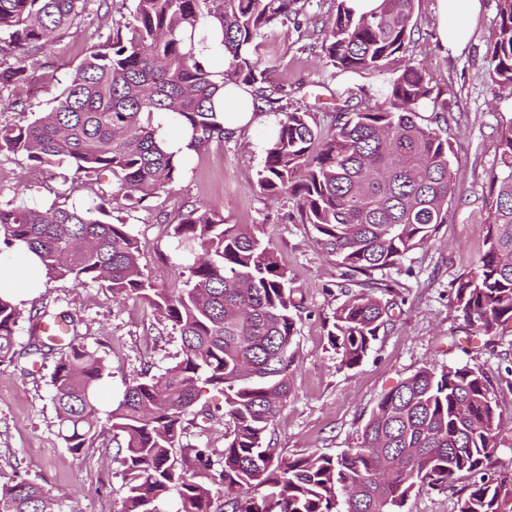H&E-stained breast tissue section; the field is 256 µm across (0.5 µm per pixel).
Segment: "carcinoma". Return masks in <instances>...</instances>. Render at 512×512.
Masks as SVG:
<instances>
[{"label":"carcinoma","instance_id":"cac0c4a2","mask_svg":"<svg viewBox=\"0 0 512 512\" xmlns=\"http://www.w3.org/2000/svg\"><path fill=\"white\" fill-rule=\"evenodd\" d=\"M92 0H0V93L20 97L35 58L72 28ZM415 0H381L357 16L347 0L323 30L320 52L340 73L382 72L416 27ZM298 0H133L119 24L52 95L50 107L23 125H0V154L71 170L65 193L82 178L112 173L113 195L129 209L178 184L185 166L153 123L157 112L190 131L196 149L233 135L214 98L231 83L250 88L258 110L280 112L258 186L292 200L313 242L342 270L345 300L325 318L340 366L368 357L390 322L392 287L375 273L401 264L447 223L457 191L448 138L424 122L431 77L406 63L381 91L377 109L345 104L324 134L308 111H286L274 83L278 61L257 55L259 39L299 16ZM218 21L232 55L224 82L196 57L209 20ZM491 85L512 91V0H498V21L485 55ZM497 172L490 186L485 249L454 283V304L468 336H497L512 323V118L497 133ZM180 243L202 250L186 287L161 288L144 272L130 225L104 203L0 204V253L35 254L45 283H97L117 299L135 298L180 336L182 355L159 374L146 368L127 385L101 423L105 365L78 339L75 319L43 312L38 322L68 327L51 375L57 425L74 454L104 433L123 437L115 458L127 496L122 512H399L424 488L457 494L458 512H512V473L493 469L502 420L492 380L467 365L430 366L390 389L362 428L360 443L336 457L278 456L267 434L291 393L293 338L300 305L275 252L253 231L191 205L172 226ZM22 303L0 294V366L17 363ZM224 390V448L183 443L185 416L212 418L199 384ZM465 484L456 488L455 483ZM261 490L260 495L252 494ZM0 512H54L39 484H0Z\"/></svg>","mask_w":512,"mask_h":512}]
</instances>
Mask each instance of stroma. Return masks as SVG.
I'll list each match as a JSON object with an SVG mask.
<instances>
[{"mask_svg":"<svg viewBox=\"0 0 512 512\" xmlns=\"http://www.w3.org/2000/svg\"><path fill=\"white\" fill-rule=\"evenodd\" d=\"M298 24L276 26L260 40L261 56L278 60L276 82L289 108H307L322 130L336 123L338 99L361 110L381 105L379 89L406 62L423 67L446 106L441 133L452 144L458 195L448 207V222L428 244L411 250L400 265L380 272L394 288L392 322L358 367H340L329 349L324 317L342 300L339 272L314 245V231L301 223L292 201L260 193L257 173L265 154L257 143L262 129L214 141L190 155L183 181L145 208L107 201L113 215L126 221L140 245L146 274L161 287L183 288L197 246H180L170 236L188 203L210 205L228 224L259 227L297 291L301 313L294 337L293 390L274 425L271 442L280 456L312 452L340 455L358 443L359 433L381 396L422 366L436 369L469 365L492 380L505 431L496 468L512 473V324L502 335L467 338L453 305V284L470 270L484 249L486 200L495 170L497 128L512 117V95L494 92L485 53L496 23L498 0H481L464 50L449 53L438 35L437 0H415L417 27L404 48L381 73H336L322 58L320 30L336 11V0H303ZM132 0H114L111 9L90 8L71 29L40 55L34 78L22 96L27 111L0 112V124L26 123L45 110L54 84L90 50L102 44L116 24L128 21ZM64 167H38L22 156L0 155V204L15 194L31 204L84 205L111 192L112 176L88 178L63 197ZM36 302L66 312L78 321L80 338L103 357L107 371L99 414L107 416L128 382L144 367L161 372L181 353L177 333L163 327L153 309L136 300H115L96 284L44 285ZM56 358L20 359L0 369V482L21 476L41 484L62 512H119L127 488L114 455L116 439L96 440L82 455L72 454L58 431L50 378Z\"/></svg>","mask_w":512,"mask_h":512,"instance_id":"1","label":"stroma"}]
</instances>
